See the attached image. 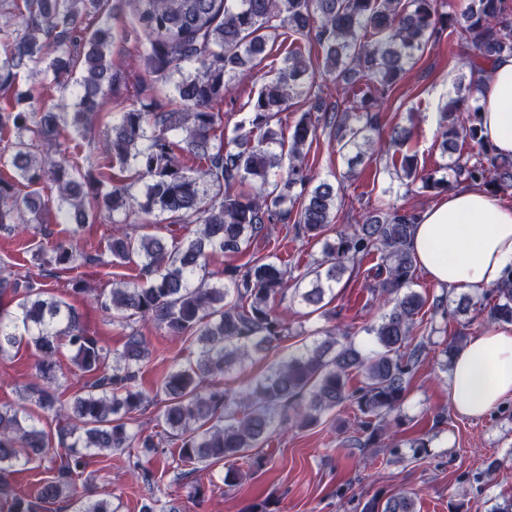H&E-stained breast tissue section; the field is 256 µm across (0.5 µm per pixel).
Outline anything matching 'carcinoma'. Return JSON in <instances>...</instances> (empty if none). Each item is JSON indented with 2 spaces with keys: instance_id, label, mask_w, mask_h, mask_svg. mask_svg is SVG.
<instances>
[{
  "instance_id": "1",
  "label": "carcinoma",
  "mask_w": 512,
  "mask_h": 512,
  "mask_svg": "<svg viewBox=\"0 0 512 512\" xmlns=\"http://www.w3.org/2000/svg\"><path fill=\"white\" fill-rule=\"evenodd\" d=\"M146 38L139 62L162 79H174L181 107L158 112L154 102L119 113L111 132L98 141V155L122 170L133 165L130 183L82 171V145L102 108L105 92L126 86L132 70L112 62L115 34L105 19L106 0H0V167L16 179H0V231L27 224L26 215L45 204L42 192L54 188L52 202L76 223L72 236L49 249L30 251L39 271L54 266L69 273L88 263L76 239L90 216L138 211L148 217L166 215L184 231L170 249L162 239L134 238L115 222L108 246V264L141 262L143 283L116 281L109 291L94 294L112 320L131 328L122 350L111 352L85 335L76 310L48 296L44 284L28 275L22 280L0 274V294L10 292L15 310L0 311V357L21 340L33 347L35 374L18 406L0 405V512H42L57 499L77 496L75 512H114L106 499H94L89 482L81 480L88 451L126 454L132 470H141L140 449L159 447L149 435L131 429L152 398L137 388L141 369L153 361L146 337L131 327L136 318L151 320L171 336L197 346L196 360L178 359L162 377L156 396L160 439L170 450L174 478L188 477L207 466L228 464L224 485L267 463L264 445L288 427L322 423L348 402L360 412L358 434L346 439L351 448L379 443L390 417L400 409L409 381L421 365L424 341L414 332L427 300L411 288L416 262L409 247L419 213L397 210L367 215L357 224L326 239L335 219L338 188L314 175L305 163V147L318 126L322 84L316 82L313 60L302 49L285 53L276 78L251 104L248 126L233 135H215L223 102L232 81L251 76L255 60L280 31H292L323 49V69L338 88L362 82L358 97L336 107L333 125L340 150L381 160L399 152L408 133L394 127L389 141H376L378 115L389 88L416 63L430 43L448 40L470 50L464 57L468 77H460L456 97L440 113L443 153L471 142L483 160H454L455 176L489 193L512 188V169L498 172V154L481 136L476 74L504 55H512V0H468L454 13L447 0H121ZM42 66L49 85L75 87L73 111L65 118L32 102L18 90L21 75ZM80 77H72L76 66ZM313 100L294 126L289 141L275 129L289 102ZM198 160L186 167L177 151ZM406 186L442 192L448 182L423 173L414 154L400 158ZM28 189L22 196L14 184ZM300 208H295V205ZM294 219L295 233L323 242V257L308 271L310 287L295 280V295L318 311L334 284L350 267L376 252L382 262L373 274L372 300L382 313L365 328L362 346L348 330L330 328L324 338L303 344L274 362L260 378L238 390L224 387V375L290 336L288 315L271 300L290 287L287 264L251 261L224 269L213 282L207 272L209 254L241 252L271 233V225ZM489 302L478 311L490 324L512 325V271L484 294ZM74 352L73 362L97 375L84 394L70 402L53 389L61 370L62 345ZM361 376L352 389V374ZM58 423V447L64 449L53 477L37 494L13 493L9 479L41 462L50 437L39 412ZM84 494H79L77 481ZM365 512H415L406 493L373 498Z\"/></svg>"
}]
</instances>
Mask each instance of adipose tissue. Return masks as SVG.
<instances>
[{"mask_svg": "<svg viewBox=\"0 0 512 512\" xmlns=\"http://www.w3.org/2000/svg\"><path fill=\"white\" fill-rule=\"evenodd\" d=\"M483 132L498 153L512 156V56L478 76ZM410 248L416 264L441 287L476 290L512 270V207L493 194L460 187L420 215ZM456 409L479 418L512 397V330L490 328L457 353L449 378Z\"/></svg>", "mask_w": 512, "mask_h": 512, "instance_id": "adipose-tissue-1", "label": "adipose tissue"}]
</instances>
